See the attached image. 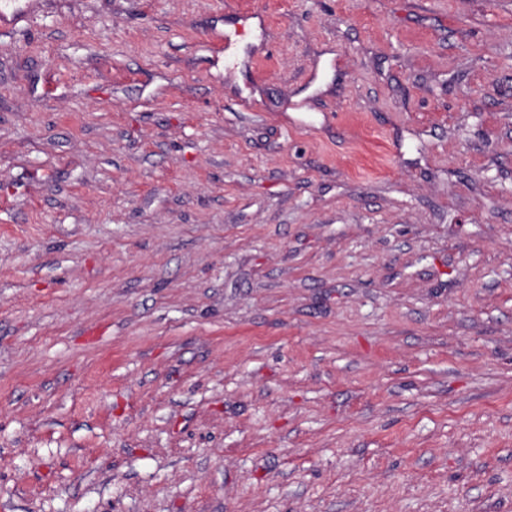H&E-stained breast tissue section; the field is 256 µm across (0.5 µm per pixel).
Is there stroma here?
Listing matches in <instances>:
<instances>
[{
	"mask_svg": "<svg viewBox=\"0 0 512 512\" xmlns=\"http://www.w3.org/2000/svg\"><path fill=\"white\" fill-rule=\"evenodd\" d=\"M38 2L0 512H512V0Z\"/></svg>",
	"mask_w": 512,
	"mask_h": 512,
	"instance_id": "35a3bbf8",
	"label": "stroma"
}]
</instances>
